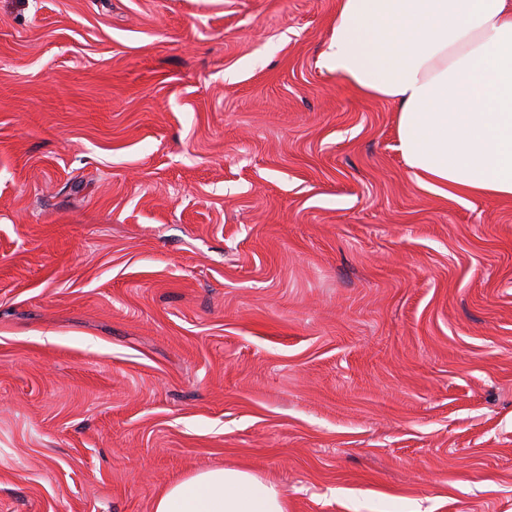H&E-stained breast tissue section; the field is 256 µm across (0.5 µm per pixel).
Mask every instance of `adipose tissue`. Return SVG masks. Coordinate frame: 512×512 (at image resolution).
Masks as SVG:
<instances>
[{
  "mask_svg": "<svg viewBox=\"0 0 512 512\" xmlns=\"http://www.w3.org/2000/svg\"><path fill=\"white\" fill-rule=\"evenodd\" d=\"M321 65L396 106L419 186L512 199V0H336ZM154 512H288V491L215 468L165 488Z\"/></svg>",
  "mask_w": 512,
  "mask_h": 512,
  "instance_id": "adipose-tissue-1",
  "label": "adipose tissue"
}]
</instances>
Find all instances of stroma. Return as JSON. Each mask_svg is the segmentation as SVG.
Instances as JSON below:
<instances>
[{"label":"stroma","mask_w":512,"mask_h":512,"mask_svg":"<svg viewBox=\"0 0 512 512\" xmlns=\"http://www.w3.org/2000/svg\"><path fill=\"white\" fill-rule=\"evenodd\" d=\"M336 0H0V512H512V200L420 187ZM153 512H288V491L244 469L215 468L165 488Z\"/></svg>","instance_id":"stroma-1"}]
</instances>
